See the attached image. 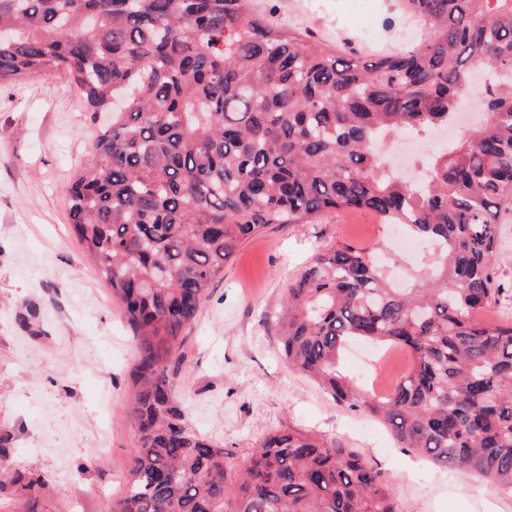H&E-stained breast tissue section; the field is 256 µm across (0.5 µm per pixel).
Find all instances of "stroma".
I'll use <instances>...</instances> for the list:
<instances>
[{"label": "stroma", "instance_id": "1", "mask_svg": "<svg viewBox=\"0 0 512 512\" xmlns=\"http://www.w3.org/2000/svg\"><path fill=\"white\" fill-rule=\"evenodd\" d=\"M257 11L332 43L374 54L413 47L422 27L403 0H252ZM99 128L61 72L0 87V512H113L123 497L134 428L129 368L136 356L121 302L70 231L67 187ZM397 229L367 213L333 212L312 224H272L225 263L187 330L175 391L193 429L248 459L275 429L311 432L359 451L392 488L398 512H512V492L398 448L376 419L347 411L278 355L265 318L315 249L379 244L404 277L417 270L391 246ZM494 283L501 301L485 321L512 317V206L497 226ZM41 488L30 494L27 484Z\"/></svg>", "mask_w": 512, "mask_h": 512}]
</instances>
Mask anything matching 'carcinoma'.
<instances>
[{"label": "carcinoma", "mask_w": 512, "mask_h": 512, "mask_svg": "<svg viewBox=\"0 0 512 512\" xmlns=\"http://www.w3.org/2000/svg\"><path fill=\"white\" fill-rule=\"evenodd\" d=\"M413 48L346 52L251 0H0V87L66 73L111 111L69 192L83 250L124 304L137 358L129 477L117 512H398L355 452L288 428L243 467L195 432L175 393L186 329L239 244L270 224L371 212L433 246L406 286L376 249L326 245L288 284L284 362L403 448L512 489V320L498 300L497 216L512 201V0H406ZM485 119L421 161L391 140L448 126L477 69ZM405 351L375 397L341 370L353 341ZM398 138L391 147L390 158L397 170H411L417 167L419 157L427 153V147L420 142H398Z\"/></svg>", "instance_id": "obj_1"}]
</instances>
